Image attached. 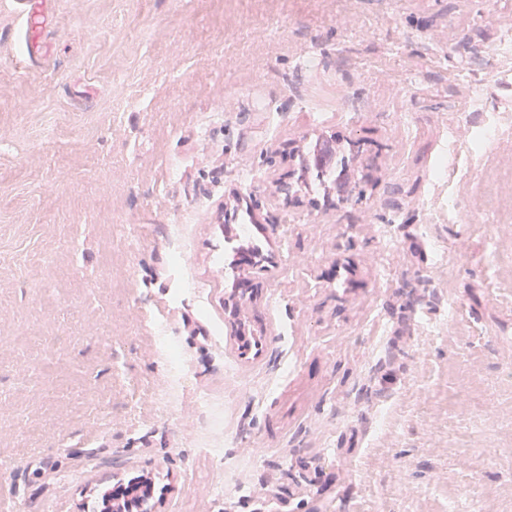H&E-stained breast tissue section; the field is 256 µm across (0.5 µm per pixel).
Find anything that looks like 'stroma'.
<instances>
[{
    "mask_svg": "<svg viewBox=\"0 0 512 512\" xmlns=\"http://www.w3.org/2000/svg\"><path fill=\"white\" fill-rule=\"evenodd\" d=\"M44 15L0 0V502L90 512L141 475L152 512H253L263 489L275 512H512V0ZM476 87L504 125L451 160L456 188L433 175ZM234 224L267 271L237 262L222 294ZM160 322L185 373L165 410Z\"/></svg>",
    "mask_w": 512,
    "mask_h": 512,
    "instance_id": "obj_1",
    "label": "stroma"
}]
</instances>
